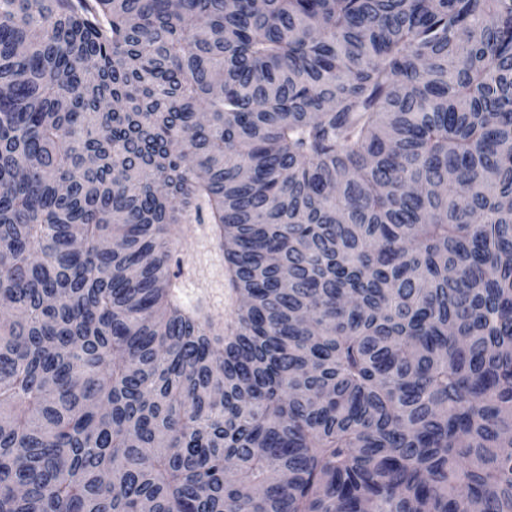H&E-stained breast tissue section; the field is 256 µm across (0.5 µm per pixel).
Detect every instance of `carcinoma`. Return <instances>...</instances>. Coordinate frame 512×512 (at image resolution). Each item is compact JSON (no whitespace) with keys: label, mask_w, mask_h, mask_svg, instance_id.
<instances>
[{"label":"carcinoma","mask_w":512,"mask_h":512,"mask_svg":"<svg viewBox=\"0 0 512 512\" xmlns=\"http://www.w3.org/2000/svg\"><path fill=\"white\" fill-rule=\"evenodd\" d=\"M1 296L0 512H512V0H0ZM170 240L172 280L180 301L222 334L233 303L224 276V245L212 224L200 223L194 212L189 223L171 224Z\"/></svg>","instance_id":"1"}]
</instances>
